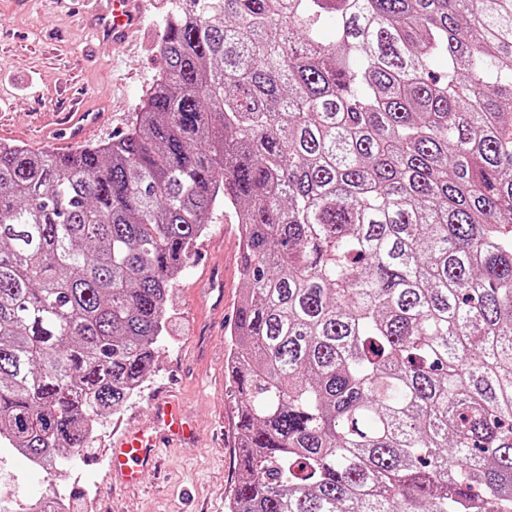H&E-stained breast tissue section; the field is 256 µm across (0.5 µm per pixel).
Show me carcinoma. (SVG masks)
I'll list each match as a JSON object with an SVG mask.
<instances>
[{"mask_svg": "<svg viewBox=\"0 0 512 512\" xmlns=\"http://www.w3.org/2000/svg\"><path fill=\"white\" fill-rule=\"evenodd\" d=\"M159 52L119 137L0 143V444L88 452L221 211L228 512H512V0H177Z\"/></svg>", "mask_w": 512, "mask_h": 512, "instance_id": "obj_1", "label": "carcinoma"}]
</instances>
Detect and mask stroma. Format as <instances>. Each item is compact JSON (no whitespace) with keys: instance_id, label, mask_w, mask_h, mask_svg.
<instances>
[{"instance_id":"stroma-1","label":"stroma","mask_w":512,"mask_h":512,"mask_svg":"<svg viewBox=\"0 0 512 512\" xmlns=\"http://www.w3.org/2000/svg\"><path fill=\"white\" fill-rule=\"evenodd\" d=\"M86 0H0V142L32 151L59 150L51 114L61 83L101 120L86 136L98 143L121 134L164 61L160 22L173 0H144L142 28L122 46L99 39ZM233 214H217L192 251L167 307V335L139 393L104 416L93 449L54 479L9 449H0V512L48 489L70 498L72 512H224L236 477V399L224 372L227 331L244 288ZM178 398L202 435L197 445L168 448L142 485L110 476L112 440L149 418L159 389Z\"/></svg>"}]
</instances>
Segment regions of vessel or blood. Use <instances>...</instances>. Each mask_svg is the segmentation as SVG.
<instances>
[{"mask_svg":"<svg viewBox=\"0 0 512 512\" xmlns=\"http://www.w3.org/2000/svg\"><path fill=\"white\" fill-rule=\"evenodd\" d=\"M100 37L112 44H124L136 32L143 19V0H99ZM97 120L95 113L71 107L65 120L56 128L59 140L68 144L80 142L86 129ZM197 431L188 421L181 405L174 399L152 400L146 424L128 428L109 450L113 477L125 483L138 482L142 473L154 469L159 448L195 441Z\"/></svg>","mask_w":512,"mask_h":512,"instance_id":"1","label":"vessel or blood"}]
</instances>
